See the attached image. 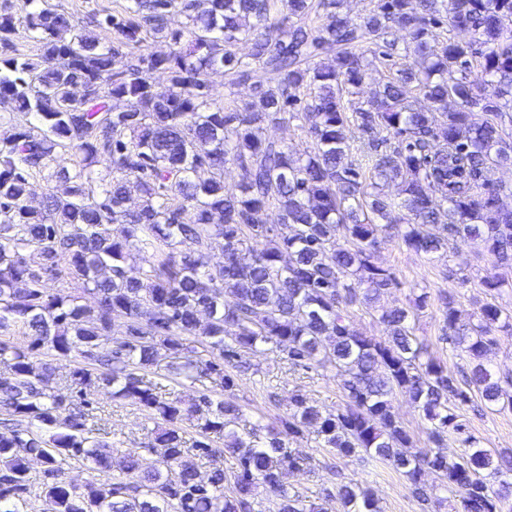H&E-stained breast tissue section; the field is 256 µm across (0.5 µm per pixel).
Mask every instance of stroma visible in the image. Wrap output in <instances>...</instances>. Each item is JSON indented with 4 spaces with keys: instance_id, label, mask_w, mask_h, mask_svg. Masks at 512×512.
<instances>
[{
    "instance_id": "1",
    "label": "stroma",
    "mask_w": 512,
    "mask_h": 512,
    "mask_svg": "<svg viewBox=\"0 0 512 512\" xmlns=\"http://www.w3.org/2000/svg\"><path fill=\"white\" fill-rule=\"evenodd\" d=\"M377 259L381 265L393 269L401 281L400 287L381 297L380 306L389 308L404 304L416 288L429 291V305L417 321L415 333L426 340L451 375H459L462 362L452 345L443 339L442 297L453 296L456 308L465 318L478 314L487 302L512 310L511 287L489 292L481 285L490 265V257L486 253L470 255L465 269L469 283L464 288L456 285L453 276L456 259L447 253L425 255L393 241L380 249ZM243 359L251 364V374L238 377L232 390L225 393L226 398L235 401L242 411L239 430L265 425L285 415L288 398L296 389L328 409L343 402L341 378L335 368L305 372L270 353H247ZM92 402L97 415L108 421L113 446L126 452H139L143 466H153L155 457L145 450L151 424L144 412L139 407L113 401L103 393L93 396ZM458 421L462 430L449 433L443 446L445 454L453 456L460 453L462 440L469 435L477 438L483 447L512 450V411L485 409L476 398L459 409ZM291 446L299 456L306 458L307 463L290 473L286 482L289 492L303 499L316 498L322 489L352 481L369 487L379 498L383 512H457L459 508L457 497L444 492L438 493L430 502H419L406 480L389 467L380 464L360 466L336 452L318 447L313 435L292 440Z\"/></svg>"
}]
</instances>
